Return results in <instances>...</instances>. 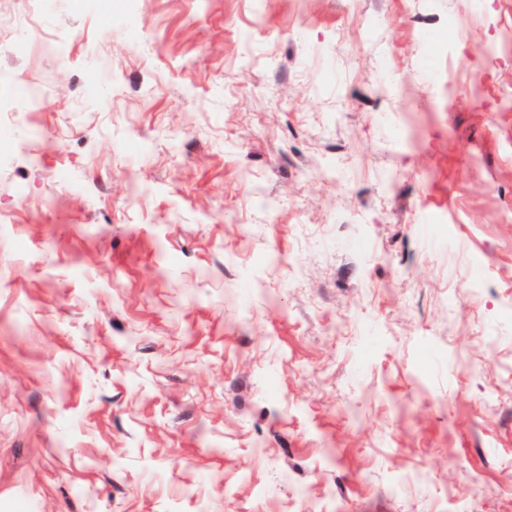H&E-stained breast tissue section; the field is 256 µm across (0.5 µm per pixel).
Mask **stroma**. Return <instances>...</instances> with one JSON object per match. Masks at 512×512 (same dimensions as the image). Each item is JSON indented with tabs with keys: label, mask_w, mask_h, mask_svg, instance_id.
<instances>
[{
	"label": "stroma",
	"mask_w": 512,
	"mask_h": 512,
	"mask_svg": "<svg viewBox=\"0 0 512 512\" xmlns=\"http://www.w3.org/2000/svg\"><path fill=\"white\" fill-rule=\"evenodd\" d=\"M511 37L0 0V512H512Z\"/></svg>",
	"instance_id": "obj_1"
}]
</instances>
